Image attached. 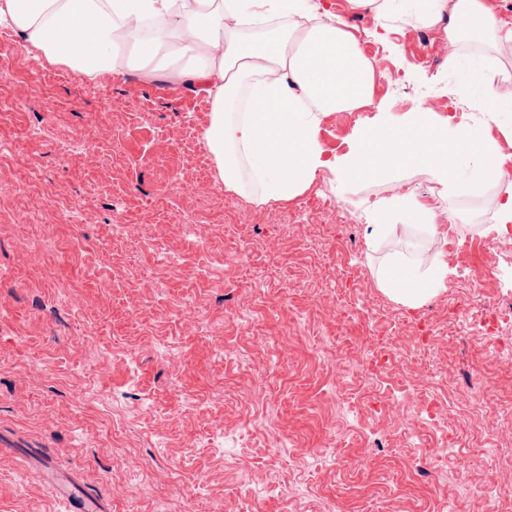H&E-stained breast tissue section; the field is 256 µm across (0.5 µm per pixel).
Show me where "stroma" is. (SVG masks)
<instances>
[{"label":"stroma","mask_w":512,"mask_h":512,"mask_svg":"<svg viewBox=\"0 0 512 512\" xmlns=\"http://www.w3.org/2000/svg\"><path fill=\"white\" fill-rule=\"evenodd\" d=\"M320 2L380 52L373 105L322 119L327 156L377 111L398 124L448 100L512 161V112L488 119L479 85L452 97L461 71L404 0L377 22ZM210 113L206 96L135 71L32 61L0 27V512H67L49 471L105 512H512V359L491 352L512 324L493 336L478 318L512 302V239L485 233L512 181L448 195L402 168L342 189L320 176L261 205L225 191ZM409 191L435 207L436 240L402 225L368 246L373 204ZM395 251L446 263V288L394 300L377 272ZM489 268L475 302L469 278ZM455 305L471 319L449 318ZM371 351L381 366L360 374Z\"/></svg>","instance_id":"stroma-1"}]
</instances>
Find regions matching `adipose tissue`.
Segmentation results:
<instances>
[{
  "label": "adipose tissue",
  "mask_w": 512,
  "mask_h": 512,
  "mask_svg": "<svg viewBox=\"0 0 512 512\" xmlns=\"http://www.w3.org/2000/svg\"><path fill=\"white\" fill-rule=\"evenodd\" d=\"M407 13L458 45L465 32L512 43V27L491 0H407ZM263 24L256 40L239 27ZM0 26L27 51L43 53L89 77L134 69L143 80L168 77L204 92L212 105L203 134L225 191L260 204L303 194L318 175L337 186L372 182L413 167L450 193L507 179L499 143L478 128L448 129L432 113L401 124L377 113L356 129L349 151L325 156L316 138L322 118L371 104L374 68L345 23L314 0H0ZM478 159L468 179L459 161ZM369 246L391 236L394 215L436 238L432 207L406 194L372 210ZM448 266L394 254L378 271L389 295L418 306L446 288Z\"/></svg>",
  "instance_id": "obj_1"
}]
</instances>
